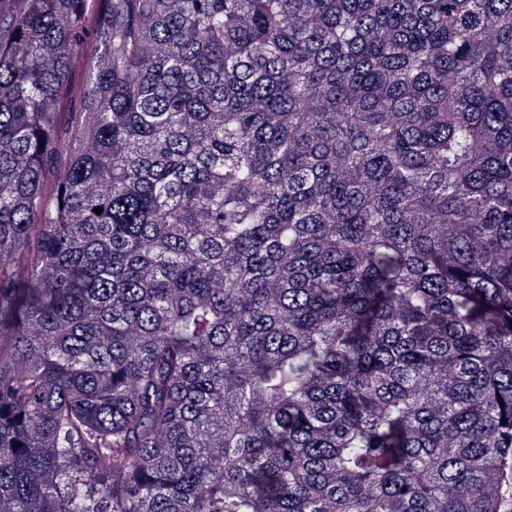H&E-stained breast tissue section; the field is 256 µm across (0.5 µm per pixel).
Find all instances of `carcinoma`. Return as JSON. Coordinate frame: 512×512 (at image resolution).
<instances>
[{
  "instance_id": "obj_1",
  "label": "carcinoma",
  "mask_w": 512,
  "mask_h": 512,
  "mask_svg": "<svg viewBox=\"0 0 512 512\" xmlns=\"http://www.w3.org/2000/svg\"><path fill=\"white\" fill-rule=\"evenodd\" d=\"M506 465L512 0H0V512Z\"/></svg>"
}]
</instances>
